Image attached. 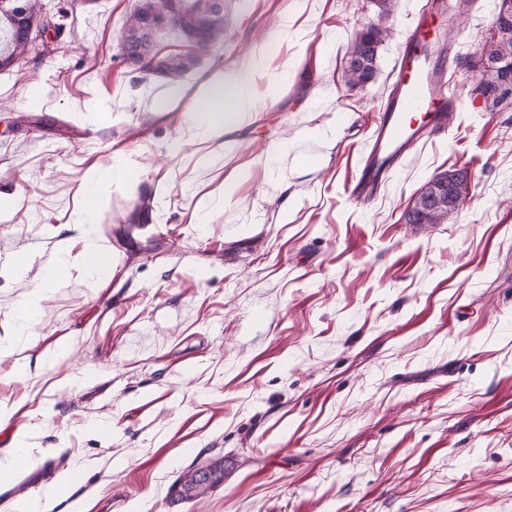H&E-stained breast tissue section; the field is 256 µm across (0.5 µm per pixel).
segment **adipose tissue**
Returning <instances> with one entry per match:
<instances>
[{
	"instance_id": "obj_1",
	"label": "adipose tissue",
	"mask_w": 512,
	"mask_h": 512,
	"mask_svg": "<svg viewBox=\"0 0 512 512\" xmlns=\"http://www.w3.org/2000/svg\"><path fill=\"white\" fill-rule=\"evenodd\" d=\"M255 71L254 56H247L235 66L233 79H226L223 70L205 78L190 94H170L162 99L166 111L182 115L181 134L172 147L180 149L193 138L229 144L230 136L254 122L262 110L255 99L245 96ZM134 181V167L123 151L113 153V163L99 172L85 187V204L75 222L87 235H94L101 202L107 192L127 188Z\"/></svg>"
}]
</instances>
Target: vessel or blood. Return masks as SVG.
Here are the masks:
<instances>
[{
    "instance_id": "1",
    "label": "vessel or blood",
    "mask_w": 512,
    "mask_h": 512,
    "mask_svg": "<svg viewBox=\"0 0 512 512\" xmlns=\"http://www.w3.org/2000/svg\"><path fill=\"white\" fill-rule=\"evenodd\" d=\"M431 18V7L425 2L405 32L392 84L349 186L354 200H373L378 189L387 185L394 167L416 145L446 130L456 108L447 61L434 60L424 52Z\"/></svg>"
}]
</instances>
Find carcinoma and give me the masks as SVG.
I'll return each instance as SVG.
<instances>
[{"label":"carcinoma","instance_id":"cac0c4a2","mask_svg":"<svg viewBox=\"0 0 512 512\" xmlns=\"http://www.w3.org/2000/svg\"><path fill=\"white\" fill-rule=\"evenodd\" d=\"M162 0H143L140 7L127 19L124 33L131 38V49L150 60L158 52L152 38L139 35L142 22L161 6ZM197 2L192 5H181V15L174 27L185 34L191 29L201 26L197 20ZM391 14L389 0H382V15L378 22L364 26L355 33L349 49V67L346 70V84L350 89L363 87L374 78L377 67V54L379 46L390 35L387 19ZM15 17L7 11H0V67L11 65L17 57V48L14 45ZM494 36L484 43L479 52L478 64L479 79L473 92L487 100L498 104L507 99L499 89L506 79H512V15L496 14L493 20ZM207 39L199 43V48L208 50L224 44L227 38L224 18L209 22L206 26ZM448 186H450L457 200V207L466 202L469 190L468 181L456 177V172H448ZM448 206H430L419 208L413 203L409 213V221L413 224H440L448 218ZM224 482V459L218 458L206 466L205 470L197 469L188 473L176 491L178 499H190L203 496Z\"/></svg>","mask_w":512,"mask_h":512}]
</instances>
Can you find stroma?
<instances>
[{"mask_svg":"<svg viewBox=\"0 0 512 512\" xmlns=\"http://www.w3.org/2000/svg\"><path fill=\"white\" fill-rule=\"evenodd\" d=\"M294 2L224 0L233 37L205 52L154 35L159 59L193 56L183 89L263 49L248 91L271 107L228 150L168 154L171 82L120 41L141 0H41L28 51L0 68V456L20 434L34 454L0 512L70 469L53 512H512V105L474 95L468 65L502 0L435 17L458 44L456 110L366 203L346 188L415 0H392L376 75L354 90L346 51L380 0ZM281 141L287 159L266 160ZM117 148L142 173L102 203L100 275L74 219ZM455 169L463 208L407 223ZM64 258L67 283L28 324L21 302ZM218 458L220 486L174 497ZM457 172L458 171L449 170L447 174L430 180L429 185L424 190V202L429 203L433 201L434 196H436L438 192L447 191L448 186H450L458 202L455 210L457 211L462 207L469 195L468 181H466V178H455ZM112 250L103 243L89 244L82 252L81 261L83 264L97 272H104L110 269V258Z\"/></svg>","mask_w":512,"mask_h":512,"instance_id":"1","label":"stroma"}]
</instances>
